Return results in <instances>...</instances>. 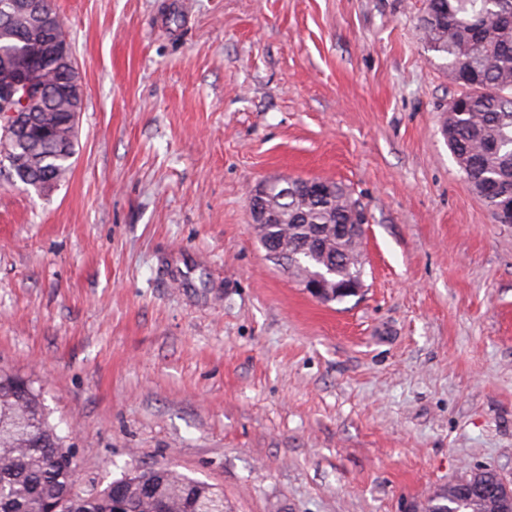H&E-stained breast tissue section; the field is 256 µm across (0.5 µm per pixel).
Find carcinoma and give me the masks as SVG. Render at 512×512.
I'll return each mask as SVG.
<instances>
[{
    "label": "carcinoma",
    "mask_w": 512,
    "mask_h": 512,
    "mask_svg": "<svg viewBox=\"0 0 512 512\" xmlns=\"http://www.w3.org/2000/svg\"><path fill=\"white\" fill-rule=\"evenodd\" d=\"M426 51L443 60L463 100L448 113L442 133L465 179L496 215L502 200L482 194L488 182L512 179V0H427L421 20ZM13 151L30 157L32 181L65 178L71 162L54 156L51 142L34 133L16 139ZM335 196L313 202L288 197V223L299 238L314 236L324 224H351L364 208L347 188L333 183ZM327 253L339 258L348 241L324 235ZM0 512H159L176 500L187 512H224V493L166 467L123 475L105 488L81 493L75 487L76 460L66 437L49 420L41 393L17 373H0ZM469 481L494 491L497 477L477 472ZM456 485L436 491L422 512L448 506Z\"/></svg>",
    "instance_id": "carcinoma-1"
}]
</instances>
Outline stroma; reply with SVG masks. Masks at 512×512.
Here are the masks:
<instances>
[{
  "instance_id": "stroma-1",
  "label": "stroma",
  "mask_w": 512,
  "mask_h": 512,
  "mask_svg": "<svg viewBox=\"0 0 512 512\" xmlns=\"http://www.w3.org/2000/svg\"><path fill=\"white\" fill-rule=\"evenodd\" d=\"M53 3L84 105L65 179L0 173V370L40 389L78 488L165 465L230 512L512 488V224L443 136L426 0ZM289 177L362 203L360 295L267 257L248 191ZM302 288L316 299H323L330 288H341L350 295H359L362 292L364 284L360 279L348 280L342 283H336L335 270L333 266H326L323 270L312 272L308 275L302 273L298 279Z\"/></svg>"
}]
</instances>
